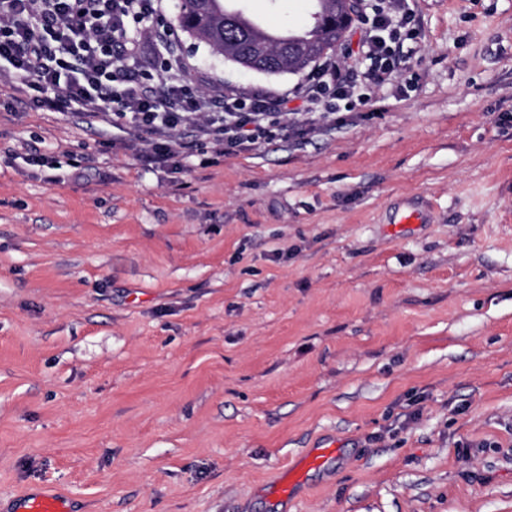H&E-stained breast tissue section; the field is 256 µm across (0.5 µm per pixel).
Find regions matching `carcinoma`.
<instances>
[{"mask_svg":"<svg viewBox=\"0 0 512 512\" xmlns=\"http://www.w3.org/2000/svg\"><path fill=\"white\" fill-rule=\"evenodd\" d=\"M217 2L219 0H181L179 27L205 41L230 61L249 54L251 45L258 43L267 49L262 60L266 71L298 73L335 47L338 32L316 21L301 36L267 37L252 28L244 10L222 9ZM317 2V18H333L338 13L350 18L357 9V5L348 4L345 0Z\"/></svg>","mask_w":512,"mask_h":512,"instance_id":"cac0c4a2","label":"carcinoma"}]
</instances>
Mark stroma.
<instances>
[{"label":"stroma","instance_id":"35a3bbf8","mask_svg":"<svg viewBox=\"0 0 512 512\" xmlns=\"http://www.w3.org/2000/svg\"><path fill=\"white\" fill-rule=\"evenodd\" d=\"M179 5L192 90L303 81ZM310 5L249 0L281 30ZM409 6L367 104L173 172L0 67V512L39 487L77 512H512V0Z\"/></svg>","mask_w":512,"mask_h":512}]
</instances>
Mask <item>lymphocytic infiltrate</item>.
I'll return each mask as SVG.
<instances>
[{"mask_svg": "<svg viewBox=\"0 0 512 512\" xmlns=\"http://www.w3.org/2000/svg\"><path fill=\"white\" fill-rule=\"evenodd\" d=\"M162 0H0V64L37 109L109 117L149 136L140 160L164 167L201 146L256 147L288 130V104L334 114L338 102L398 73L405 41L418 37L407 0H369L358 54L366 70L326 59L291 94L237 90L192 94L166 33L151 27ZM166 52L155 74L136 68L142 41Z\"/></svg>", "mask_w": 512, "mask_h": 512, "instance_id": "lymphocytic-infiltrate-1", "label": "lymphocytic infiltrate"}]
</instances>
